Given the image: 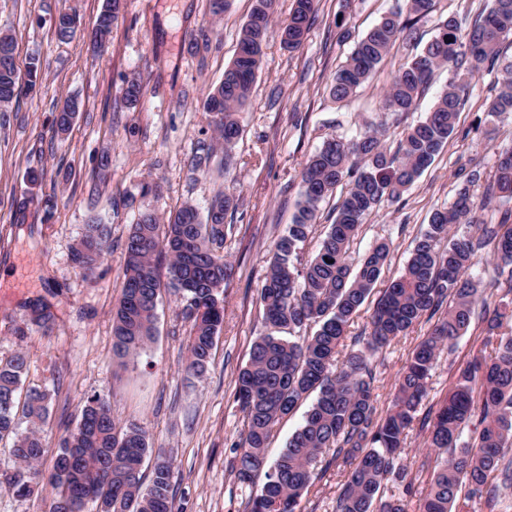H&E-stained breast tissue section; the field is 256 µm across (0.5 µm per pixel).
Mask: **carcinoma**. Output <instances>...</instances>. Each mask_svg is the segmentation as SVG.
Masks as SVG:
<instances>
[{
  "mask_svg": "<svg viewBox=\"0 0 512 512\" xmlns=\"http://www.w3.org/2000/svg\"><path fill=\"white\" fill-rule=\"evenodd\" d=\"M317 2L293 0L288 18L276 22L277 0H253L236 55L203 104L216 134L208 154L220 148L224 161H231L243 134L240 114L270 33L278 30L288 51L301 49ZM434 6L435 0H394L336 72L332 97L338 102L350 98L396 41L417 39L418 24ZM122 9L124 0H106L92 32L95 48L104 50ZM511 37L512 0H491L487 11L472 21L467 9L439 20L434 37L406 59L384 95L385 111L413 112L435 71L448 69L444 90L423 119L408 125L398 149L391 151L377 129L348 141L330 136L303 167L297 212L274 244L259 289L266 332L254 340L236 379L244 427L232 447L230 469L245 488L253 487L257 474L264 472L261 487L245 498L246 512H297L304 492L333 466L349 469L335 512H407L404 499L383 496V485L391 479L403 487V495H412L413 479L399 455L427 396L437 355L467 333L475 307L493 297L468 271L486 246L497 261L512 266L509 219L499 224L481 219L496 196L512 198V147L498 152L493 183L482 198L470 192L481 178L473 170L454 201L432 211L403 272L380 290L368 326L356 336L350 335V326L382 282L390 245L377 243L355 261L350 250L364 218L384 202L398 201L452 139L476 71L500 67L498 89L485 105L486 122L512 113V62L500 64L502 44ZM42 73L36 57L20 70L14 38L0 32V112L35 88ZM143 90L141 80L127 81L126 102L137 104ZM78 112L75 98L64 100L54 118L57 136L68 134ZM342 184L346 191L318 252L302 260L301 245L320 218L322 204ZM233 209L234 198L219 192L204 214L190 203L164 221L152 210L139 213L125 242L124 279L112 310L117 359L137 356L156 335L159 264L164 259L167 287L179 296L181 314L191 321L184 371L197 376L206 371L224 323V288L234 273L222 252L230 229L226 218ZM459 224L476 227V233H457ZM110 234L109 225L97 218L84 226L72 251L83 275L93 276L100 268ZM511 307L502 299L495 304L479 353L458 369L447 397L429 417L425 445L437 449L438 456L418 512H466L458 495L463 484L469 486V497L483 498L491 508L512 494ZM26 310L28 324L43 336L52 333L55 315L45 300L29 301ZM424 318L436 322L412 350L390 404L380 412L373 358ZM311 325L317 326L313 334L300 335ZM284 329L290 338L280 336ZM27 371L23 351L0 359V440H11L8 451L15 463L13 470L0 472V489L28 498L44 482L53 494L50 512H179L172 459L153 446L143 428L117 425L109 402L99 395L81 400L75 428L60 439L52 467L43 474L39 465L46 453L43 427L50 394L29 388L24 402H18ZM313 393L316 398L303 424L267 464L275 427ZM23 419L28 428L21 431ZM469 427L474 441L463 446L461 436ZM151 457L152 477L145 486L141 470Z\"/></svg>",
  "mask_w": 512,
  "mask_h": 512,
  "instance_id": "cac0c4a2",
  "label": "carcinoma"
}]
</instances>
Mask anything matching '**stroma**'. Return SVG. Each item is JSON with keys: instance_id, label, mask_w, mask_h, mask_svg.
<instances>
[{"instance_id": "1", "label": "stroma", "mask_w": 512, "mask_h": 512, "mask_svg": "<svg viewBox=\"0 0 512 512\" xmlns=\"http://www.w3.org/2000/svg\"><path fill=\"white\" fill-rule=\"evenodd\" d=\"M391 3L318 0L304 45L294 53L270 34L232 161L214 154L207 175L196 176L195 155L214 141L203 99L235 55L252 0H230L218 21L209 16L207 0H127L100 57L85 35L105 0H0V32L13 36L17 63L36 56L45 71L33 92L14 102L12 111L0 112V357L25 351V386L52 395L42 470H49L60 435L75 427L81 399L98 394L109 400L118 425L142 427L172 458L181 512H244L229 468L243 424L235 380L254 339L265 331L258 290L274 243L297 210L299 173L325 137L351 139L369 123L383 126L387 146L397 149L407 126L428 112L448 82L447 70H438L415 112L383 111V93L412 52L399 42L352 98L332 99L337 68ZM61 11L77 13L80 36L56 37L52 19ZM201 30L205 38L188 51L189 34ZM133 77L143 79L145 90L132 107L123 88ZM496 88V74L481 69L454 138L401 201L382 205L361 224L352 252L358 256L376 241H389L386 279L400 275L432 210L453 201L466 173H481V183L472 188L477 197L493 178L497 150L512 145V113L493 126L484 121L483 104ZM68 97L83 108L61 141L51 123ZM104 152L111 162L102 171ZM148 182L158 183L160 194H143ZM220 191L238 200L227 218L234 233L224 243L235 275L224 290V324L207 371L194 377L182 369L191 324L167 290L159 297L154 340L126 363L113 360L112 308L131 224L147 209L164 216L187 202L206 209ZM94 217L110 225L111 236L102 266L87 279L72 264L71 251ZM38 297L56 315L52 334L18 335L26 303ZM431 327L421 321L375 358L379 408L388 405L408 355ZM486 327L485 315L476 312L466 335L440 354L422 411L446 397L458 369L477 355ZM426 436V429L414 426L400 454L415 485L408 512H415L432 475L421 466L429 454ZM346 477V470L330 468L303 494L300 512H334Z\"/></svg>"}]
</instances>
